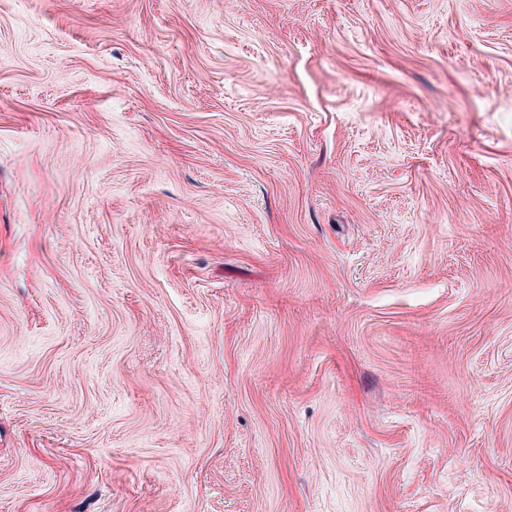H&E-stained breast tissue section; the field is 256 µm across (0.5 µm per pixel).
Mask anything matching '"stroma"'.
I'll return each instance as SVG.
<instances>
[{
	"instance_id": "stroma-1",
	"label": "stroma",
	"mask_w": 512,
	"mask_h": 512,
	"mask_svg": "<svg viewBox=\"0 0 512 512\" xmlns=\"http://www.w3.org/2000/svg\"><path fill=\"white\" fill-rule=\"evenodd\" d=\"M0 512H512V0H0Z\"/></svg>"
}]
</instances>
